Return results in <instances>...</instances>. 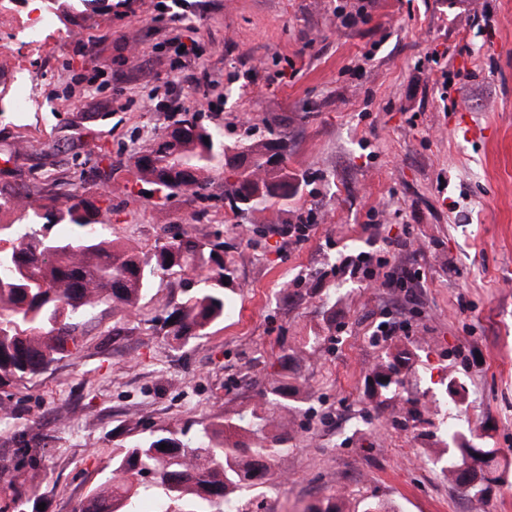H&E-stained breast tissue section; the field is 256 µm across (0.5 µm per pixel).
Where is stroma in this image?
Instances as JSON below:
<instances>
[{
	"label": "stroma",
	"instance_id": "1",
	"mask_svg": "<svg viewBox=\"0 0 512 512\" xmlns=\"http://www.w3.org/2000/svg\"><path fill=\"white\" fill-rule=\"evenodd\" d=\"M130 2L88 18L76 0H0V151L23 147L0 189L82 195L104 235L138 251L178 226L223 241L236 311L180 347L161 328L179 279L157 283L141 317L98 308L77 354L0 391L16 414L0 427V470L39 488L45 512H72L119 444L264 411L258 392L284 370L288 450L240 493L241 512L334 497L345 512H512V469L475 502L436 463L442 414L404 424L407 399H446L456 377L458 427L512 461V0ZM361 5L366 19L343 26L340 12ZM36 8L55 25L31 43L18 27ZM29 72L33 107L11 111ZM187 112L228 143L253 125L286 134L288 173L305 185L243 223L224 201L226 169L195 204L145 196L136 153ZM382 248L372 283L335 274ZM390 350L410 370L383 402L370 370Z\"/></svg>",
	"mask_w": 512,
	"mask_h": 512
}]
</instances>
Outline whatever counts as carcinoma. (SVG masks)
<instances>
[{"mask_svg": "<svg viewBox=\"0 0 512 512\" xmlns=\"http://www.w3.org/2000/svg\"><path fill=\"white\" fill-rule=\"evenodd\" d=\"M286 155L282 137L226 145L196 115L186 114L137 152L136 177L152 193L178 195L192 205L209 198L208 174L239 157L246 165L235 182L224 184V198L245 218L281 201L269 192L245 206L241 193L254 174L271 185L290 179ZM29 198L0 190V210L17 212L21 220L0 224V390L42 374L78 349L76 330L99 307L127 317L137 313L158 280L178 276L194 285L164 317L165 334L180 346L206 337L232 313L224 292L231 276L224 243L181 229L138 252L105 237L99 208L76 193L35 208L27 207ZM58 224L72 232L52 234ZM408 365L409 357L386 354L372 370L376 394L397 393ZM288 391V376H274L261 392L273 414L192 421L115 449L110 476L73 512H139L143 496L155 500V512H225L239 493L262 487L272 462L287 451ZM447 437L452 448L443 473L458 484L469 478V494L481 502L512 464L494 448L474 447L458 430L448 429ZM162 444L167 448L160 449ZM41 499L20 490L15 477L0 474V512H40Z\"/></svg>", "mask_w": 512, "mask_h": 512, "instance_id": "carcinoma-1", "label": "carcinoma"}]
</instances>
